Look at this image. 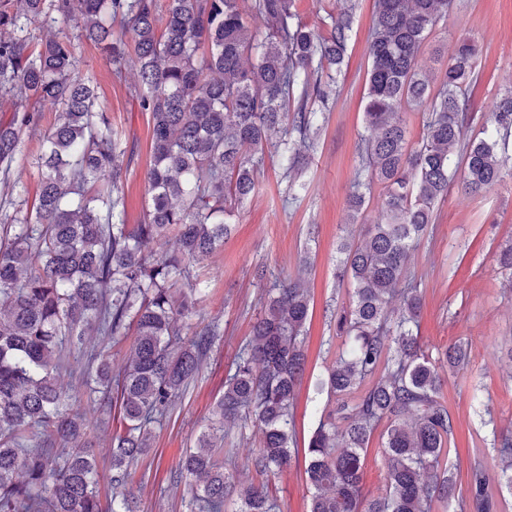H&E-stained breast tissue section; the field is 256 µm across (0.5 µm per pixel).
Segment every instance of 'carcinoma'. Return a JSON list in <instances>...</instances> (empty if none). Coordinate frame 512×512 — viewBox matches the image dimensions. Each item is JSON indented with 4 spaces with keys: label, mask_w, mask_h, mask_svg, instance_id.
<instances>
[{
    "label": "carcinoma",
    "mask_w": 512,
    "mask_h": 512,
    "mask_svg": "<svg viewBox=\"0 0 512 512\" xmlns=\"http://www.w3.org/2000/svg\"><path fill=\"white\" fill-rule=\"evenodd\" d=\"M362 139L349 207L363 213L374 183L387 195L385 221L338 248L336 278L353 286L336 309L341 349L318 380L326 404L309 438V512H501L512 494V437L496 436L502 468L490 479L473 462L466 480L448 465L453 421L441 401V371L468 362L464 345L440 361L418 334L422 298L405 287L415 243L433 221L464 163V192L512 177L500 142L512 135V89L497 98L494 130L468 136L476 116L466 87L477 80V47L457 40L435 73L420 64L455 0H375ZM264 30L252 29V19ZM325 33L306 25L296 0H0V175L10 173L41 107L58 108L46 147L32 161L33 203L0 204V512H103L90 426L72 412L58 381L65 353L86 357L83 381L106 404L117 387L112 430L111 512H136L129 469L149 453L155 426L197 376L216 330L202 324L203 289L193 267L224 246L227 206L256 190L267 153L308 163L322 113L341 71L353 13L329 14ZM76 31L72 36L54 24ZM93 43L121 78L134 43L140 106L151 123L145 181L150 205L125 221L132 155L112 131L95 86L77 73L75 40ZM427 112L416 146L403 114ZM173 238L161 253L146 246ZM401 297L400 307L391 303ZM310 297L302 278L274 283L210 424L182 459L178 479L197 512H276L265 485L241 486L224 466V427L253 424L255 471L277 475L298 452L293 406L305 372ZM133 335L118 365L87 349L92 336L117 344ZM383 488L362 492L363 464L379 427Z\"/></svg>",
    "instance_id": "obj_1"
}]
</instances>
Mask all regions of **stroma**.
Returning <instances> with one entry per match:
<instances>
[{"label": "stroma", "instance_id": "35a3bbf8", "mask_svg": "<svg viewBox=\"0 0 512 512\" xmlns=\"http://www.w3.org/2000/svg\"><path fill=\"white\" fill-rule=\"evenodd\" d=\"M353 6L355 22L345 53L338 95L324 108L326 116L311 161L289 184L280 157H266L255 176L256 192L232 218L234 229L222 250L197 265L205 290L202 304L206 322L217 329L214 344L199 374L190 383L173 415L155 431L151 453L133 468L129 485L137 495V512H193L185 487L173 485L182 456L193 447L216 402L224 381L235 369L239 348L248 341L251 326L261 314L275 280L296 276L302 254H309L306 286L311 316L304 349L307 371L294 409L298 445H307L325 404L314 391V381L331 363L341 345L334 312L348 305L351 284L336 280V246L355 239L364 225L382 219L386 190L374 186L360 221H353L349 195L359 166L358 142L365 133L364 97L370 68L367 47L373 20V0H337L336 9ZM478 45V80L467 94L480 126L493 124L498 94L512 86V0H464L461 9L440 20L431 47L421 65L437 71L459 36ZM77 72L92 79L99 101L112 115V126L133 147L125 185L126 221L140 223L149 203L145 174L151 161L149 116L137 96V74L128 69L113 76L92 43L78 41ZM512 244V180L469 195L457 183L435 208L428 234L413 252L408 278L423 297L419 341L430 357H440L448 345H467L470 362L464 370L447 375L443 403L452 417L457 452L451 463L467 469L480 460L490 476L501 462L488 447L494 434L512 431V278L501 272L496 257ZM266 278H259V271ZM70 367L62 383L72 385L76 407L86 411L97 437L102 502H109L111 473L109 444L118 423L114 407L90 400L82 384L81 354L69 355ZM253 426L235 427L224 435V453L241 469V479L268 483L278 512H309L312 489L306 480L303 458L275 476L249 468L258 446Z\"/></svg>", "mask_w": 512, "mask_h": 512}]
</instances>
